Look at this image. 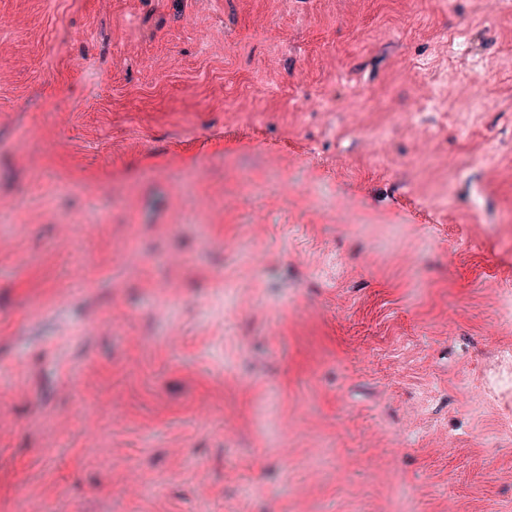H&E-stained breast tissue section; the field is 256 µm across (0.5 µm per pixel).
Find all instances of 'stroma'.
<instances>
[{"label":"stroma","mask_w":512,"mask_h":512,"mask_svg":"<svg viewBox=\"0 0 512 512\" xmlns=\"http://www.w3.org/2000/svg\"><path fill=\"white\" fill-rule=\"evenodd\" d=\"M0 196V512H512L504 0H0Z\"/></svg>","instance_id":"obj_1"}]
</instances>
